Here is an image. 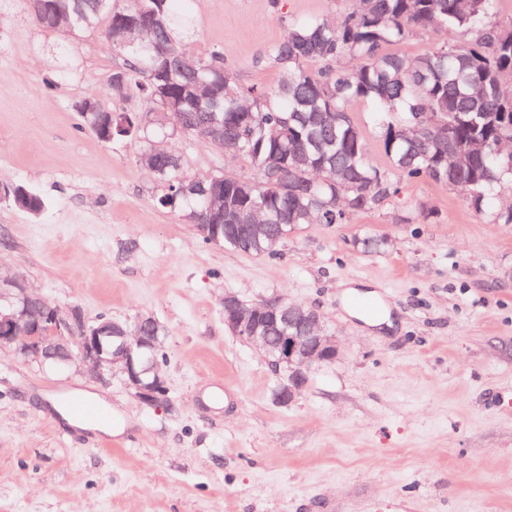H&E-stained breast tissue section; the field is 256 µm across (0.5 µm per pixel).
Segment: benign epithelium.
Instances as JSON below:
<instances>
[{"label":"benign epithelium","mask_w":512,"mask_h":512,"mask_svg":"<svg viewBox=\"0 0 512 512\" xmlns=\"http://www.w3.org/2000/svg\"><path fill=\"white\" fill-rule=\"evenodd\" d=\"M269 321L281 326V335L264 334ZM45 323L51 324L50 332L40 336ZM224 325L243 342L263 350L272 367L288 369V385L278 393L285 406L305 388L309 370L335 361L338 353L336 336L325 329L318 311L282 297L257 307L226 293ZM157 326L151 316L132 324L114 318L88 320L77 307H51L21 277L0 278V345L15 346L21 357L42 367H63L78 355L98 380L120 378L148 407L165 404L168 392L153 358L162 342Z\"/></svg>","instance_id":"obj_1"}]
</instances>
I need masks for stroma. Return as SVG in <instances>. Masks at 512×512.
Segmentation results:
<instances>
[{
  "instance_id": "stroma-1",
  "label": "stroma",
  "mask_w": 512,
  "mask_h": 512,
  "mask_svg": "<svg viewBox=\"0 0 512 512\" xmlns=\"http://www.w3.org/2000/svg\"><path fill=\"white\" fill-rule=\"evenodd\" d=\"M196 19L190 53L216 48L245 86L273 85L260 61L289 22L335 16L351 0H179ZM121 63L99 32L72 40L0 0V179L25 184L38 217L0 203V276L20 275L52 304L88 319L151 316L164 338L170 406L139 403L120 379L81 362L51 371L0 346V512H512V205L485 213L431 181L344 224H307L274 257L206 244L160 209L138 157L77 128V100L110 99ZM55 88H48L47 78ZM189 173L236 176L203 137L168 139ZM386 251L356 244L364 229ZM273 296L316 309L335 333L334 363L315 367L290 405L288 374L224 325V295ZM376 297L379 316L347 308ZM228 393L213 404L215 384ZM97 394L111 432L61 415Z\"/></svg>"
}]
</instances>
